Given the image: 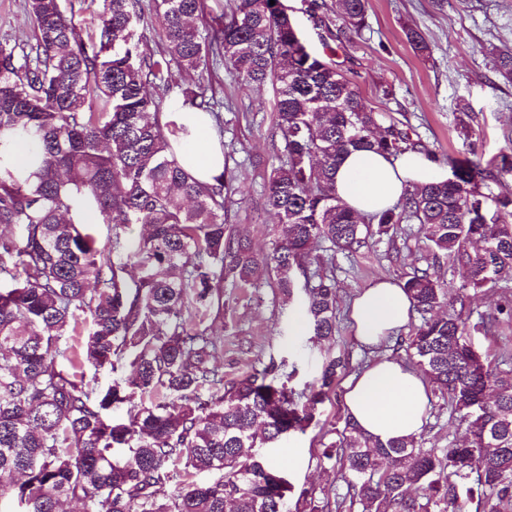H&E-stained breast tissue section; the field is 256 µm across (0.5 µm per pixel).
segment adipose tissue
<instances>
[{"instance_id":"obj_1","label":"adipose tissue","mask_w":512,"mask_h":512,"mask_svg":"<svg viewBox=\"0 0 512 512\" xmlns=\"http://www.w3.org/2000/svg\"><path fill=\"white\" fill-rule=\"evenodd\" d=\"M179 123L192 128L193 144L178 148L180 165L200 182H211L223 169L224 157L215 147L207 115L181 112ZM447 165L420 151L399 157L369 150L350 152L336 171L337 196L356 214L366 216L393 207L405 189L444 181ZM412 301L404 288L381 278L353 299L350 318L360 345L377 348L409 322ZM428 385L400 359L383 357L349 377L343 405L346 416L376 441L402 440L421 432Z\"/></svg>"}]
</instances>
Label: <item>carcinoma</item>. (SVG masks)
<instances>
[{
    "label": "carcinoma",
    "instance_id": "obj_1",
    "mask_svg": "<svg viewBox=\"0 0 512 512\" xmlns=\"http://www.w3.org/2000/svg\"><path fill=\"white\" fill-rule=\"evenodd\" d=\"M74 0H27L33 41L17 55L0 49V512H282L291 488L260 452L304 433L329 398L346 358H327L318 386L295 401L271 361L224 381L214 364L224 340L204 325L224 314V283L253 284L259 266L288 298L305 278L312 339L336 336V284L319 272L324 244L353 253L366 237L410 220L420 224L427 266L403 288L421 322L406 352L467 424L452 448L413 437L374 442L344 419L336 458L361 512H512V370L469 340V289L512 277V194L484 193L512 171L464 158L440 183L407 190L388 211L364 220L334 193L336 168L352 150L397 157L412 148L397 126L366 107L358 87L312 53L281 0H237L203 32L206 0H99L93 27L74 23ZM367 0H336L342 28L358 31ZM155 21L158 58L137 31ZM224 61L233 79L272 84L274 153L263 209L277 219L270 252L259 257L224 201L237 192L227 172L201 183L177 161L159 122V87L170 92L169 63L203 74ZM512 79V52L494 55ZM103 107L94 109L95 101ZM213 116L205 89L182 90L171 106ZM35 152L26 169L14 146ZM110 226L106 243L83 221ZM146 232L137 239L130 227ZM448 257L465 272L454 296L438 272ZM86 328L80 348L67 337ZM86 367L126 375L101 388ZM127 404L125 420L112 417ZM115 448L128 449L116 459ZM208 472V481L176 476ZM304 491L300 512H327Z\"/></svg>",
    "mask_w": 512,
    "mask_h": 512
}]
</instances>
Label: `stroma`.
Masks as SVG:
<instances>
[{
    "label": "stroma",
    "instance_id": "1",
    "mask_svg": "<svg viewBox=\"0 0 512 512\" xmlns=\"http://www.w3.org/2000/svg\"><path fill=\"white\" fill-rule=\"evenodd\" d=\"M307 47L344 70L358 85L367 107L381 111L385 123L410 134L417 149L440 160L467 156L482 164L496 163L512 153V82L497 73L492 49H512V0H369L366 24L359 32L333 36L316 28L309 0H282ZM417 29L431 46L430 54L417 53L408 43L406 29ZM33 29L26 0H0V48L21 50ZM173 83L193 91L204 86L212 97L222 124L214 128L216 144L224 148V163L240 188L225 202L226 217L253 243L269 251L273 243L272 216L260 202L270 172L271 132L276 110L272 86H241L224 70L211 65L205 77L171 64ZM470 113L469 127L459 118ZM323 274L337 288L336 337L313 343L293 333V318L305 310V291L296 288L282 302L266 270H258L251 285L225 287L224 315L205 321L213 335L223 337L218 361L225 379L241 377L251 366L283 363L287 386L301 393L318 378L327 354L344 353L348 372H356L371 358L354 340L347 309L355 293L385 276L404 283L415 269L425 267V240L416 222L376 235L356 254L325 251ZM512 295V279L478 293L471 302L469 325L474 343L492 361L512 353V318L499 316L491 328L482 321L493 314L503 295ZM344 414L341 391H334L318 407L317 424L277 442L278 462L292 490L286 512H295L302 492L316 491L332 499L351 498L335 461L322 455L334 439ZM428 448H449L466 434V426L452 415L446 399L432 394L422 429ZM304 449L300 464H289L286 452Z\"/></svg>",
    "mask_w": 512,
    "mask_h": 512
}]
</instances>
